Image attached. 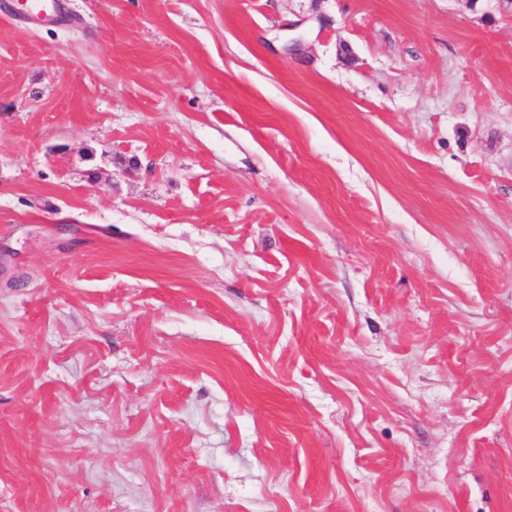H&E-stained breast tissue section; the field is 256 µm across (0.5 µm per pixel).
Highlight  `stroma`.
Listing matches in <instances>:
<instances>
[{
  "label": "stroma",
  "mask_w": 512,
  "mask_h": 512,
  "mask_svg": "<svg viewBox=\"0 0 512 512\" xmlns=\"http://www.w3.org/2000/svg\"><path fill=\"white\" fill-rule=\"evenodd\" d=\"M66 12H0V512H512V0Z\"/></svg>",
  "instance_id": "obj_1"
}]
</instances>
